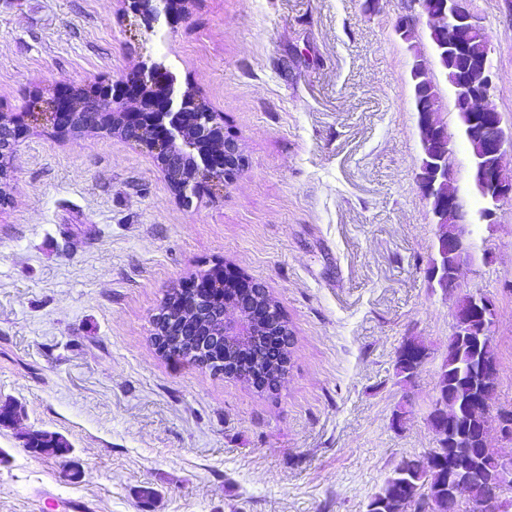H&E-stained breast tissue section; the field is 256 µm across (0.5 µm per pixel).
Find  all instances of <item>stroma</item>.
Wrapping results in <instances>:
<instances>
[{
  "label": "stroma",
  "mask_w": 512,
  "mask_h": 512,
  "mask_svg": "<svg viewBox=\"0 0 512 512\" xmlns=\"http://www.w3.org/2000/svg\"><path fill=\"white\" fill-rule=\"evenodd\" d=\"M405 7L186 0L148 28L125 0H0V114L152 59L243 153L233 180L186 201L132 139L22 127L0 186V406L17 410L0 423V512H366L403 458L437 443L453 314L476 291L496 303L492 407L512 409V200L470 225L471 258L442 292L427 273L440 227L417 184L415 52L440 89L454 185L470 210L480 200L427 28L412 44L395 31ZM475 7L497 70L487 103L511 118L512 0ZM227 265L289 325L275 392L154 344L170 290ZM410 336L429 358L404 383ZM33 431L70 454L35 452Z\"/></svg>",
  "instance_id": "1"
}]
</instances>
